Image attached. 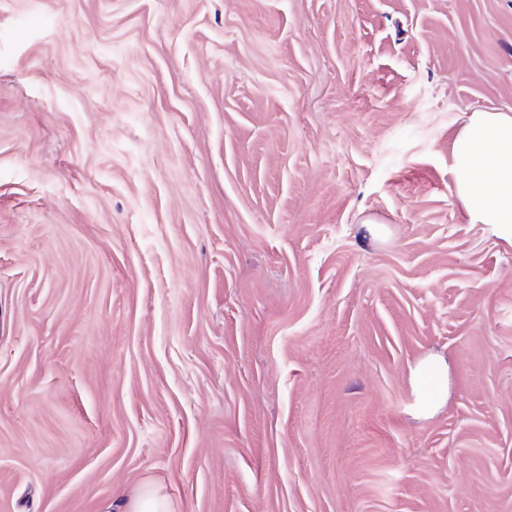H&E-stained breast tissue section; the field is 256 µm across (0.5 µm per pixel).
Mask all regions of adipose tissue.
<instances>
[{
	"label": "adipose tissue",
	"instance_id": "adipose-tissue-1",
	"mask_svg": "<svg viewBox=\"0 0 512 512\" xmlns=\"http://www.w3.org/2000/svg\"><path fill=\"white\" fill-rule=\"evenodd\" d=\"M455 194L470 223L491 226L512 242V114L473 112L454 142ZM420 409L429 413L448 393V362L428 355L409 367Z\"/></svg>",
	"mask_w": 512,
	"mask_h": 512
}]
</instances>
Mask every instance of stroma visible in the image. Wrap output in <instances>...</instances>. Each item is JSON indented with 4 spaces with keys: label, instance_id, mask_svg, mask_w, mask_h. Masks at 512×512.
I'll return each mask as SVG.
<instances>
[{
    "label": "stroma",
    "instance_id": "1",
    "mask_svg": "<svg viewBox=\"0 0 512 512\" xmlns=\"http://www.w3.org/2000/svg\"><path fill=\"white\" fill-rule=\"evenodd\" d=\"M511 109L512 0H0V512H512ZM453 154L455 194L470 223L512 243V114L471 112ZM410 381L420 409L431 413L441 406L448 393V361L428 355L409 367ZM124 512H172L166 495L159 487L144 485L128 499L124 498Z\"/></svg>",
    "mask_w": 512,
    "mask_h": 512
}]
</instances>
